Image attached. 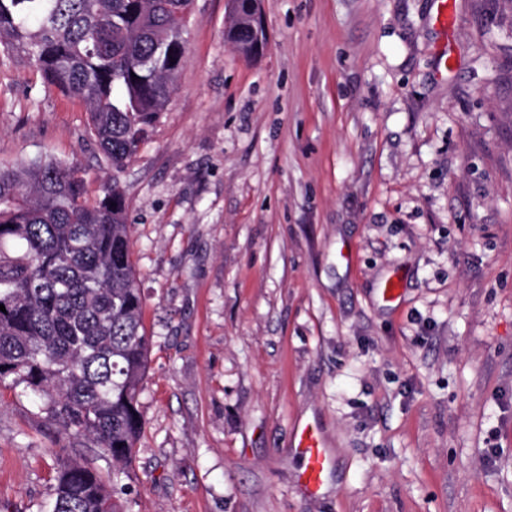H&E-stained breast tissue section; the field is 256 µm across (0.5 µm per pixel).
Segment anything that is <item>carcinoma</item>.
<instances>
[{
    "instance_id": "1",
    "label": "carcinoma",
    "mask_w": 512,
    "mask_h": 512,
    "mask_svg": "<svg viewBox=\"0 0 512 512\" xmlns=\"http://www.w3.org/2000/svg\"><path fill=\"white\" fill-rule=\"evenodd\" d=\"M194 0H0V48L82 101L112 168L136 154L167 107ZM232 19L225 39L253 40ZM126 198L82 167L38 156L0 168V385L41 400L76 440L119 466L112 478L62 461L43 512H120L114 494L143 433L151 341L131 259Z\"/></svg>"
}]
</instances>
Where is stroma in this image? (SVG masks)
Segmentation results:
<instances>
[{
  "instance_id": "stroma-1",
  "label": "stroma",
  "mask_w": 512,
  "mask_h": 512,
  "mask_svg": "<svg viewBox=\"0 0 512 512\" xmlns=\"http://www.w3.org/2000/svg\"><path fill=\"white\" fill-rule=\"evenodd\" d=\"M453 2L447 36L434 0H263L248 59L228 0H195L119 172L85 106L0 51V166L126 197L152 349L123 512H512V0ZM61 450L112 472L0 386V512H41ZM295 438V454L302 460L300 485L308 495H318L330 467L322 434L315 425L305 423L296 429Z\"/></svg>"
}]
</instances>
